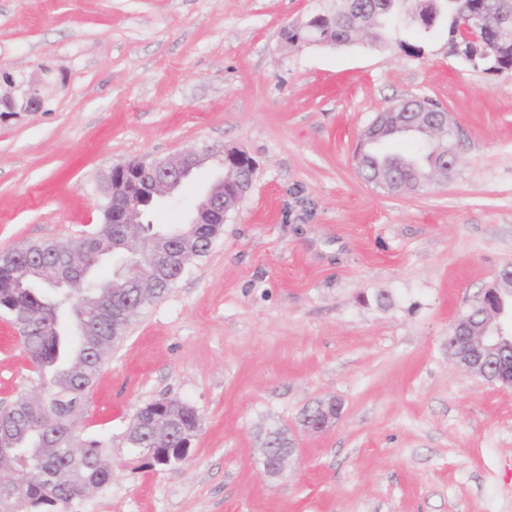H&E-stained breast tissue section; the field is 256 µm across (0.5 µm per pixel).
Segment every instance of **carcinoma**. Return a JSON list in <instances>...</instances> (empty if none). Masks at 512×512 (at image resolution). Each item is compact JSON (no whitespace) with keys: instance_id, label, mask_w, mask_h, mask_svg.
Instances as JSON below:
<instances>
[{"instance_id":"carcinoma-1","label":"carcinoma","mask_w":512,"mask_h":512,"mask_svg":"<svg viewBox=\"0 0 512 512\" xmlns=\"http://www.w3.org/2000/svg\"><path fill=\"white\" fill-rule=\"evenodd\" d=\"M498 2L447 0L441 23L448 35V53L460 58L465 49L485 47L492 63L508 73L512 72V31L502 34V25L496 21L476 24V16L494 14ZM392 7L400 8L401 0H330L313 26L297 23L282 35L298 45L326 38L341 46L353 38L350 18L360 13L374 42L391 38L403 53L420 54L418 42L429 36L428 31L422 25L413 29V42L393 33L385 23ZM417 128H421L419 121L399 124L394 115L366 129L356 150L364 179L390 178L396 187L411 190L430 184L441 154L453 145L452 136L447 134L430 146L424 136L413 134ZM110 220L112 210L107 205L103 224L91 236L68 244L21 245L0 255V313L18 331L32 373L41 379L37 394L22 393L0 410V512H62L112 482L111 442L82 436L74 417L114 343L126 331L119 310L141 300L140 294L143 304H149L171 285L162 278L147 277L146 267L136 280L115 276L105 282L81 280L62 296L50 295L40 283L53 273L54 258L34 259L39 251L58 250L63 259L76 251L85 261H95L115 245V225ZM180 228L186 239L198 242L197 250L185 254L189 265L209 250L214 225L186 223ZM137 235L138 241L127 251L134 264L142 259L143 246L157 248L162 241L149 223L137 225ZM68 306L75 311L70 331L59 324ZM200 427V416L192 406L174 399L158 400L136 414L126 444L158 465L175 466L181 463L182 448Z\"/></svg>"}]
</instances>
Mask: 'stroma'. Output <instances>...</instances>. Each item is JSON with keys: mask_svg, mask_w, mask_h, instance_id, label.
I'll use <instances>...</instances> for the list:
<instances>
[{"mask_svg": "<svg viewBox=\"0 0 512 512\" xmlns=\"http://www.w3.org/2000/svg\"><path fill=\"white\" fill-rule=\"evenodd\" d=\"M325 0H0V69L52 76L44 110L0 118V254L96 232L112 167L203 145L256 165L208 253L143 308L83 402L111 441L112 482L73 512H512V389L464 372L448 330L512 271V73L491 76L434 32L422 53L285 47ZM448 111L457 165L424 191L358 172L378 112ZM222 175L197 170L150 223H184ZM39 381L0 318V404ZM201 428L173 468L129 452L145 403ZM341 405L324 433L302 411ZM297 443L264 476L267 427Z\"/></svg>", "mask_w": 512, "mask_h": 512, "instance_id": "35a3bbf8", "label": "stroma"}]
</instances>
